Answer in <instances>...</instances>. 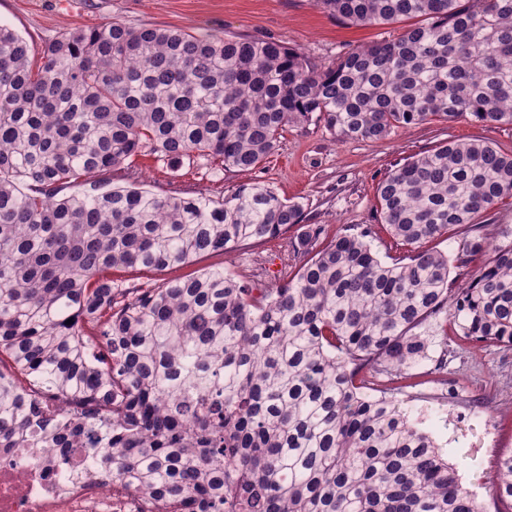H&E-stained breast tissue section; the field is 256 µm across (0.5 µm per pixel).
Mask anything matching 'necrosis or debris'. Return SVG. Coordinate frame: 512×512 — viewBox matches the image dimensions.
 Listing matches in <instances>:
<instances>
[{"label": "necrosis or debris", "mask_w": 512, "mask_h": 512, "mask_svg": "<svg viewBox=\"0 0 512 512\" xmlns=\"http://www.w3.org/2000/svg\"><path fill=\"white\" fill-rule=\"evenodd\" d=\"M55 451H0V512H138L130 495L112 489V472L94 469L85 449H75L61 475H53Z\"/></svg>", "instance_id": "necrosis-or-debris-1"}]
</instances>
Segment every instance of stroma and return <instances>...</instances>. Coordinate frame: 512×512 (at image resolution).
<instances>
[{
    "instance_id": "stroma-1",
    "label": "stroma",
    "mask_w": 512,
    "mask_h": 512,
    "mask_svg": "<svg viewBox=\"0 0 512 512\" xmlns=\"http://www.w3.org/2000/svg\"><path fill=\"white\" fill-rule=\"evenodd\" d=\"M118 20L133 27L158 25L194 34L272 39L302 49L312 60L335 63L350 49L397 35L400 24L354 27L317 7L314 0H0V23L13 28L41 56L45 46L72 27ZM489 140L512 149V125L489 126L469 119L437 120L399 130L383 140L335 141L312 125L288 127L276 151L245 172L224 171L220 161L201 160L170 172L163 162L139 159V185L156 193L202 192L215 198L240 183L261 182L304 208V221L330 231L362 230L381 221L376 188L392 169L449 140ZM222 266L247 276L253 287L277 284L284 268L277 244L248 245L211 254L181 267L189 274ZM428 376L408 388L404 404L454 464L464 487L489 512H512L493 499L495 463L512 451V349L475 351L433 344ZM446 362L432 374L435 360Z\"/></svg>"
}]
</instances>
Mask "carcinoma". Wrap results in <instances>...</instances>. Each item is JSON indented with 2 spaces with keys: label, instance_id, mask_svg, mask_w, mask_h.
Instances as JSON below:
<instances>
[{
  "label": "carcinoma",
  "instance_id": "cac0c4a2",
  "mask_svg": "<svg viewBox=\"0 0 512 512\" xmlns=\"http://www.w3.org/2000/svg\"><path fill=\"white\" fill-rule=\"evenodd\" d=\"M347 25L408 22L331 65L274 40L118 20L72 28L32 67L0 24V448L89 449L144 512H486L400 395L434 337L512 347V151L448 141L378 184L382 223L288 231L303 206L137 186L141 156L249 171L291 125L379 140L472 117L512 125V0H315ZM121 170L127 184L100 190ZM406 250L380 257L368 237ZM457 236L455 257L433 243ZM276 241L294 269L222 267ZM489 258L465 287L452 262ZM73 320L67 324V320ZM495 499L512 502V451ZM478 222H481L480 224H497V227L490 228V230L493 229V233L498 232L499 228H512V198L504 199L492 206L483 213ZM276 243L248 245L228 254H211L198 259L191 265L167 270L162 273L132 274L115 272L127 279L136 277L138 281L171 278L198 271L205 267L223 266L234 274L247 275L254 288H270L282 279L283 255Z\"/></svg>",
  "mask_w": 512,
  "mask_h": 512
}]
</instances>
